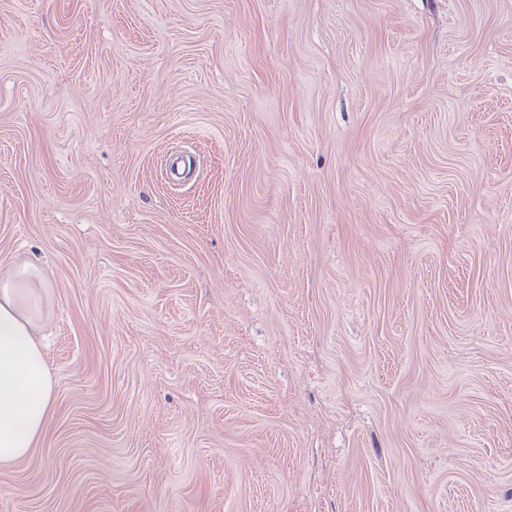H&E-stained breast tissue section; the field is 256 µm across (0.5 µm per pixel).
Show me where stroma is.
I'll use <instances>...</instances> for the list:
<instances>
[{"label":"stroma","instance_id":"obj_1","mask_svg":"<svg viewBox=\"0 0 512 512\" xmlns=\"http://www.w3.org/2000/svg\"><path fill=\"white\" fill-rule=\"evenodd\" d=\"M25 263L0 512H512V0H0ZM49 298L33 265L0 278V467L25 459L54 414V379L40 335Z\"/></svg>","mask_w":512,"mask_h":512}]
</instances>
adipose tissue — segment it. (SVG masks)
I'll return each mask as SVG.
<instances>
[{
  "instance_id": "obj_1",
  "label": "adipose tissue",
  "mask_w": 512,
  "mask_h": 512,
  "mask_svg": "<svg viewBox=\"0 0 512 512\" xmlns=\"http://www.w3.org/2000/svg\"><path fill=\"white\" fill-rule=\"evenodd\" d=\"M48 301L35 266L0 278V467L25 459L54 414V379L40 335Z\"/></svg>"
}]
</instances>
